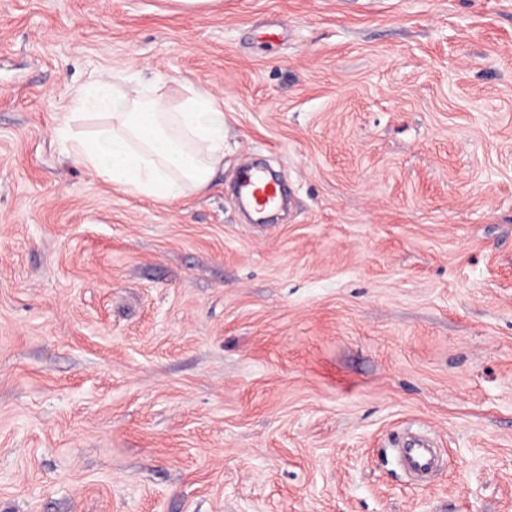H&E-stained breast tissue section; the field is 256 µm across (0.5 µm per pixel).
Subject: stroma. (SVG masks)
<instances>
[{
  "instance_id": "stroma-1",
  "label": "stroma",
  "mask_w": 512,
  "mask_h": 512,
  "mask_svg": "<svg viewBox=\"0 0 512 512\" xmlns=\"http://www.w3.org/2000/svg\"><path fill=\"white\" fill-rule=\"evenodd\" d=\"M107 70L219 101L206 192L66 157ZM0 512H512V0H0ZM262 172L264 175L251 171L244 181L247 201L257 212L275 208L281 197L279 183ZM398 456L405 470L414 478H425L439 467V458L434 448H429L425 440L407 448H398Z\"/></svg>"
}]
</instances>
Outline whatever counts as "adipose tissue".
<instances>
[{"label":"adipose tissue","mask_w":512,"mask_h":512,"mask_svg":"<svg viewBox=\"0 0 512 512\" xmlns=\"http://www.w3.org/2000/svg\"><path fill=\"white\" fill-rule=\"evenodd\" d=\"M72 102L58 118L65 154L119 189L171 202L205 191L224 167V110L200 85L105 71L73 88ZM80 107L100 118L87 135L73 129Z\"/></svg>","instance_id":"1"}]
</instances>
